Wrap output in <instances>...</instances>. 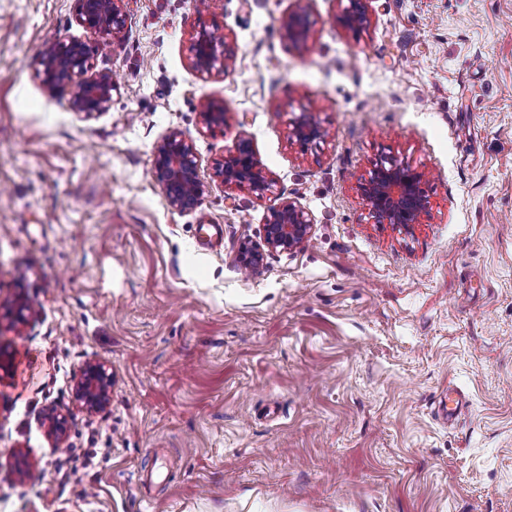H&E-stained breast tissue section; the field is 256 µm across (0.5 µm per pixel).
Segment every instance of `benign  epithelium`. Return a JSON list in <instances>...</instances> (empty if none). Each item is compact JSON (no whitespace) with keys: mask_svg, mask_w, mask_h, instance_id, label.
Segmentation results:
<instances>
[{"mask_svg":"<svg viewBox=\"0 0 512 512\" xmlns=\"http://www.w3.org/2000/svg\"><path fill=\"white\" fill-rule=\"evenodd\" d=\"M369 0H348L340 22L357 31L369 26ZM123 0H79L77 22L85 30L108 43L125 27ZM285 31L289 40L306 46L311 27L306 11L288 16ZM193 69L204 79L215 73H225L231 57L226 55L225 35L199 26L190 34ZM99 45L79 38L59 40L48 46L37 60L36 78L42 89L51 96L68 95L71 111L87 118L106 111L112 102V76L107 71H93L94 57ZM201 123L211 129L225 124L224 103L209 100L200 112ZM323 129L307 114L292 121L291 143L306 152L324 140ZM153 172L168 205L177 211L198 206L203 185L198 177L192 139L174 130L165 136L153 153ZM224 185L245 188L257 197L271 192L273 181L260 167L251 141L245 137L235 140L224 156L219 169ZM424 173L415 170L396 157L388 156L376 163L368 177L358 180V190L369 206L377 224H394L409 228L419 223L427 212L428 200L421 189ZM263 244L241 243L237 262L249 274L258 272L265 256L271 251L288 252L300 247L312 232L305 212L288 201L271 208L263 226ZM112 374L103 365L88 366L76 385V399L85 407L96 409L108 403Z\"/></svg>","mask_w":512,"mask_h":512,"instance_id":"7a95c632","label":"benign epithelium"}]
</instances>
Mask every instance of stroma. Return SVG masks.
<instances>
[{
  "label": "stroma",
  "mask_w": 512,
  "mask_h": 512,
  "mask_svg": "<svg viewBox=\"0 0 512 512\" xmlns=\"http://www.w3.org/2000/svg\"><path fill=\"white\" fill-rule=\"evenodd\" d=\"M198 6L125 0L94 58L112 104L87 119L35 77L86 38L76 0H0V512H512V0H371L360 31L340 0ZM201 24L232 57L205 80ZM209 100L224 126H202ZM303 112L326 131L305 153ZM174 130L204 188L183 212L152 170ZM241 136L266 197L216 174ZM385 154L428 174L407 232L357 188ZM288 200L310 238L245 274L240 244ZM92 364L112 374L96 410L74 397ZM285 31L289 40L299 46H306L310 36L311 27L305 10L292 13L285 23Z\"/></svg>",
  "instance_id": "1"
}]
</instances>
